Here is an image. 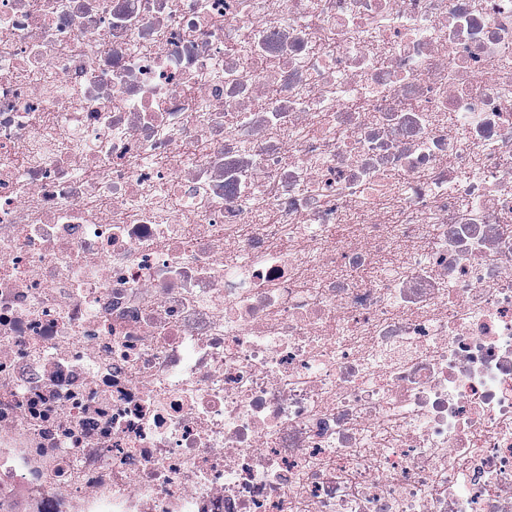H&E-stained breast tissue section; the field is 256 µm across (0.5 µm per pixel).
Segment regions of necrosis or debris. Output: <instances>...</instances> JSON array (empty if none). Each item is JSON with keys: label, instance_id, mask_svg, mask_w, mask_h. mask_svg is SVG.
<instances>
[{"label": "necrosis or debris", "instance_id": "1", "mask_svg": "<svg viewBox=\"0 0 512 512\" xmlns=\"http://www.w3.org/2000/svg\"><path fill=\"white\" fill-rule=\"evenodd\" d=\"M0 512H512V0H0Z\"/></svg>", "mask_w": 512, "mask_h": 512}]
</instances>
